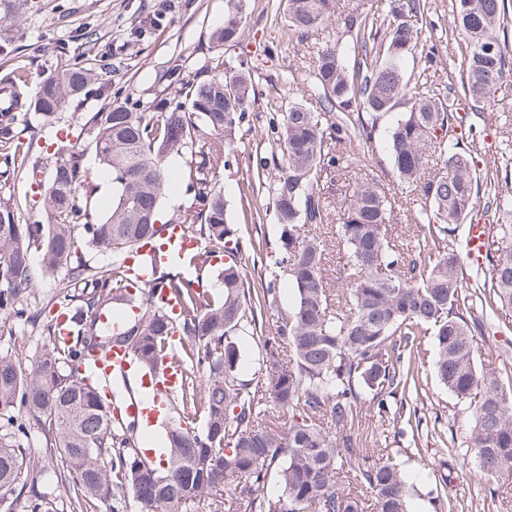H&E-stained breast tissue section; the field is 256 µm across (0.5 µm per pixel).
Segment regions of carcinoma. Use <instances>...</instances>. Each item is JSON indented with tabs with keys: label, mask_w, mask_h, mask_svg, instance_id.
Masks as SVG:
<instances>
[{
	"label": "carcinoma",
	"mask_w": 512,
	"mask_h": 512,
	"mask_svg": "<svg viewBox=\"0 0 512 512\" xmlns=\"http://www.w3.org/2000/svg\"><path fill=\"white\" fill-rule=\"evenodd\" d=\"M228 2L224 28L212 36L219 45L236 41L243 24L241 0ZM339 2L288 0L290 36L317 34L337 18ZM451 5L454 25L441 35L427 20L429 0H388L381 19L344 15L348 42H325L309 70L319 110L294 102L268 120L274 174L247 179L246 189L268 199L279 235L260 248L241 243L210 179L245 151L240 132L256 100L251 72H228L217 59L207 64V78L185 82L174 66L166 77L180 86L178 97L158 94L146 112L112 104L88 117L99 167L112 175L103 215L99 174L84 153L58 137L54 161L36 157L21 142V113L0 112L7 150L0 173L37 185L44 197L34 224L16 222V199H0V328L30 322L46 338L29 369L0 355L1 491L28 494L31 512H97L108 501L112 512L131 501L139 512H189L204 494L215 496V512H359L337 480L355 467L377 512H413V480L399 460L407 449L359 458L351 429L368 401L379 414L397 416L421 399L415 349L426 334L434 337L438 380L472 412L473 459L489 474L512 471V375L478 367L474 344V333L512 312V222L493 225L484 264L469 259L462 235L478 216L512 205L503 189L512 169L496 160L479 167L475 141L450 134L461 107L491 106L512 77V51L500 35L508 0ZM461 50L458 88L429 89L405 69L410 57L432 64L442 52ZM95 76L73 67L44 77L30 108L49 125ZM399 108L405 112L391 127L390 156L397 185L420 195L417 234L393 235L391 197L365 178L341 205L342 263L333 271L322 238L331 209L320 185L362 165L376 124ZM185 155L192 198L170 223L203 244L202 254L188 258L197 278L208 272L206 256H231L217 274L219 294L153 266L148 255L141 258L144 282L124 263L159 232L160 203L172 189L166 161ZM88 250L112 255V266L91 264ZM257 265L271 276L258 286L246 274ZM58 273L48 303L68 315L63 326L54 317L40 322L39 311L24 304L38 278ZM283 277L296 293L286 308L276 288ZM167 296L181 306L174 321ZM115 304L138 313L110 335L100 319ZM274 308L276 335L268 336L263 315ZM242 334L261 345L248 375ZM114 346L130 351L144 374L182 369L171 401L177 418L163 423V451L154 460L139 447L138 425L114 420L115 401L82 373L93 353ZM35 428L45 436L43 452L56 459L50 491L40 490L44 468L29 444ZM272 477L277 493L268 491Z\"/></svg>",
	"instance_id": "1"
}]
</instances>
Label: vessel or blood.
I'll use <instances>...</instances> for the list:
<instances>
[{
    "mask_svg": "<svg viewBox=\"0 0 512 512\" xmlns=\"http://www.w3.org/2000/svg\"><path fill=\"white\" fill-rule=\"evenodd\" d=\"M162 245L153 248L145 245L144 253L152 255L155 264L169 263L171 257L197 253L200 243L183 235L177 224L162 226ZM491 237L489 225L475 224L469 231L468 247L473 259L483 261ZM89 372L104 391H112L114 379H122L127 397L120 407L114 408V418H128L145 428L150 426L153 415L162 413L169 406V399L178 390L181 382L180 369L167 370L162 376L147 381L138 378L129 354L121 348H113L95 354Z\"/></svg>",
    "mask_w": 512,
    "mask_h": 512,
    "instance_id": "b4317fda",
    "label": "vessel or blood"
}]
</instances>
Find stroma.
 Returning a JSON list of instances; mask_svg holds the SVG:
<instances>
[{
	"instance_id": "35a3bbf8",
	"label": "stroma",
	"mask_w": 512,
	"mask_h": 512,
	"mask_svg": "<svg viewBox=\"0 0 512 512\" xmlns=\"http://www.w3.org/2000/svg\"><path fill=\"white\" fill-rule=\"evenodd\" d=\"M287 0H247L243 27L234 45L220 46L212 34L223 28L227 0H27L14 19L0 22V77L16 69L29 75L53 74L75 64L87 63L97 52L107 54V67L99 80L63 109L54 126L41 129L32 140L33 155H44L57 130H69L73 144L83 149L88 165H97L93 135L84 125L86 116L104 111L113 101L147 105L156 92L166 89L162 76L171 65L182 67L185 80L199 77L212 58L224 61L225 69L250 70L256 101L243 130L250 141L246 155L230 158L228 166L213 171L216 188L226 202L229 223L235 224L243 243L274 240L278 226L273 216L254 220L239 188L244 179L256 177L268 157L265 139L270 117L284 113L289 103L316 108L307 92L308 67L322 39L343 32L342 21L327 23L319 34L305 41L288 38ZM295 82L277 91L273 85L284 75ZM390 118H382L363 166L347 168L342 179L324 186L331 210L354 189L364 175L380 184L392 181L388 153ZM512 131V78L496 92L487 109L470 110L457 127L463 141H476L488 157L507 152V131ZM38 328L14 321L0 330V354L31 367L42 350ZM434 342L425 337L419 351L422 401L418 415L434 428L433 437L422 441L421 461L407 459L406 470L426 463L413 494L415 512H435L430 491L444 489L457 512H512V473L488 475L477 467L465 446L471 414L459 405L433 371ZM398 436L408 446L409 436L399 435L392 423L367 409L355 432L356 452L372 454L385 439Z\"/></svg>"
}]
</instances>
